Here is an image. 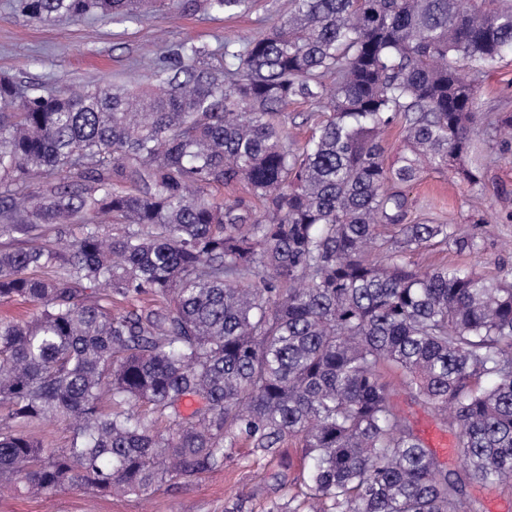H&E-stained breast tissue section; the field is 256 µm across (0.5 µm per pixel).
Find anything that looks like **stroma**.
Returning <instances> with one entry per match:
<instances>
[{"label":"stroma","instance_id":"35a3bbf8","mask_svg":"<svg viewBox=\"0 0 512 512\" xmlns=\"http://www.w3.org/2000/svg\"><path fill=\"white\" fill-rule=\"evenodd\" d=\"M287 11V0H258L252 13L233 18L200 8L132 22L92 14L43 24L16 10L13 0H0V76L42 90L144 86L184 43L204 48L201 67L217 73L224 66L225 35H259ZM479 106L491 118L512 113V51L482 77ZM479 178V185L469 184L452 163L404 186L410 219L451 223L457 235L479 245L469 254L434 244L408 254L410 265H466L488 278L512 272V150L485 160ZM286 452L288 466L241 442L226 449L220 467L168 480L146 497H107L75 488L48 498L9 489L0 493V512H303L301 450L291 445Z\"/></svg>","mask_w":512,"mask_h":512}]
</instances>
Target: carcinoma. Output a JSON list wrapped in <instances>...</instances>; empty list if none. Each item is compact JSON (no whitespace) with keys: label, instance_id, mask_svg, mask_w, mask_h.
Returning a JSON list of instances; mask_svg holds the SVG:
<instances>
[{"label":"carcinoma","instance_id":"obj_1","mask_svg":"<svg viewBox=\"0 0 512 512\" xmlns=\"http://www.w3.org/2000/svg\"><path fill=\"white\" fill-rule=\"evenodd\" d=\"M148 5L254 0H17L44 24ZM509 48L512 0H288L267 32L224 38L221 78L187 43L146 90L0 77V299L35 306L0 318V479L147 495L244 439L274 457L300 443L310 512H480L470 488H511L512 282L408 267L429 242H475L405 223L394 189L467 160L479 183L494 146L477 81ZM291 101L327 113L299 150L278 119ZM394 126L408 152L387 167ZM237 181L264 211L211 202ZM100 289L161 305L114 313ZM384 366L457 428L460 469L401 420ZM55 423L66 448L29 432Z\"/></svg>","mask_w":512,"mask_h":512}]
</instances>
